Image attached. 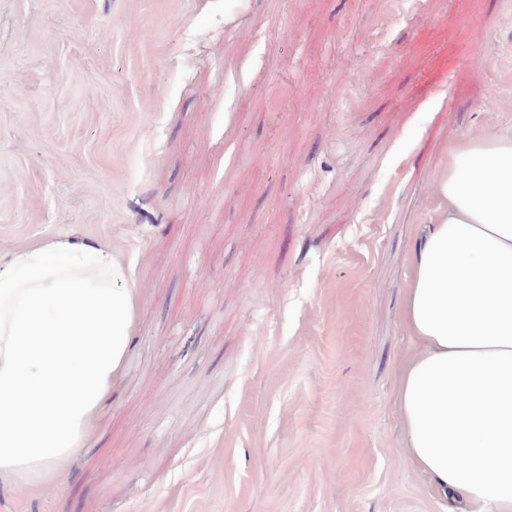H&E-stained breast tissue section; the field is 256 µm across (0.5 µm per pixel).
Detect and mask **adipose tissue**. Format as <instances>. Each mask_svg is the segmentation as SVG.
<instances>
[{"label":"adipose tissue","mask_w":512,"mask_h":512,"mask_svg":"<svg viewBox=\"0 0 512 512\" xmlns=\"http://www.w3.org/2000/svg\"><path fill=\"white\" fill-rule=\"evenodd\" d=\"M402 310L417 351L394 398L412 469L455 512H512V137L465 138L438 182ZM138 293L123 260L73 239L0 261V476L60 482L100 429Z\"/></svg>","instance_id":"ef3b65f1"}]
</instances>
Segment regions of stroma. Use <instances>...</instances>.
Masks as SVG:
<instances>
[{
  "label": "stroma",
  "instance_id": "stroma-1",
  "mask_svg": "<svg viewBox=\"0 0 512 512\" xmlns=\"http://www.w3.org/2000/svg\"><path fill=\"white\" fill-rule=\"evenodd\" d=\"M464 135L512 136V0H0V257L140 295L97 438L0 512H448L394 381Z\"/></svg>",
  "mask_w": 512,
  "mask_h": 512
}]
</instances>
